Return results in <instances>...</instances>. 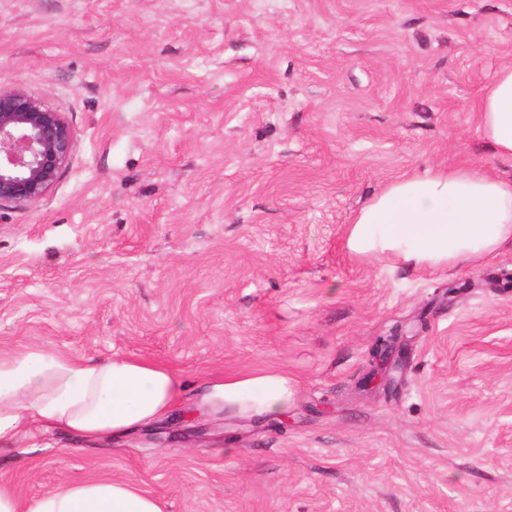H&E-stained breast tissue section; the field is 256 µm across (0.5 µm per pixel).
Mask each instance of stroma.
<instances>
[{
  "label": "stroma",
  "instance_id": "stroma-1",
  "mask_svg": "<svg viewBox=\"0 0 512 512\" xmlns=\"http://www.w3.org/2000/svg\"><path fill=\"white\" fill-rule=\"evenodd\" d=\"M512 0H0V83L64 112L70 165L0 208V354L168 368L156 427L0 449L28 501L133 479L167 512H512V247L354 255L355 213L433 166L512 177L479 95ZM401 388L359 387L382 336ZM287 376L285 415L217 379Z\"/></svg>",
  "mask_w": 512,
  "mask_h": 512
}]
</instances>
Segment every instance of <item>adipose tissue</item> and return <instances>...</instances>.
Wrapping results in <instances>:
<instances>
[{
  "label": "adipose tissue",
  "mask_w": 512,
  "mask_h": 512,
  "mask_svg": "<svg viewBox=\"0 0 512 512\" xmlns=\"http://www.w3.org/2000/svg\"><path fill=\"white\" fill-rule=\"evenodd\" d=\"M478 110L493 150L512 159V65L501 67ZM506 245L512 179L463 167H433L387 184L355 214L346 238L351 252L432 269ZM180 386L167 368L120 355H0V446L37 427L87 439L121 435L169 412ZM210 389L212 398L270 414L283 412L290 396L283 375L216 381ZM0 512H166V504L132 479L67 484L29 503L0 485Z\"/></svg>",
  "instance_id": "adipose-tissue-1"
}]
</instances>
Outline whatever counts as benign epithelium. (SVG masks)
Instances as JSON below:
<instances>
[{
    "label": "benign epithelium",
    "instance_id": "obj_1",
    "mask_svg": "<svg viewBox=\"0 0 512 512\" xmlns=\"http://www.w3.org/2000/svg\"><path fill=\"white\" fill-rule=\"evenodd\" d=\"M73 129L64 113L18 86L0 85V207L44 200L57 185L75 151ZM404 337L378 340L369 354L367 387L380 380L402 381Z\"/></svg>",
    "mask_w": 512,
    "mask_h": 512
}]
</instances>
